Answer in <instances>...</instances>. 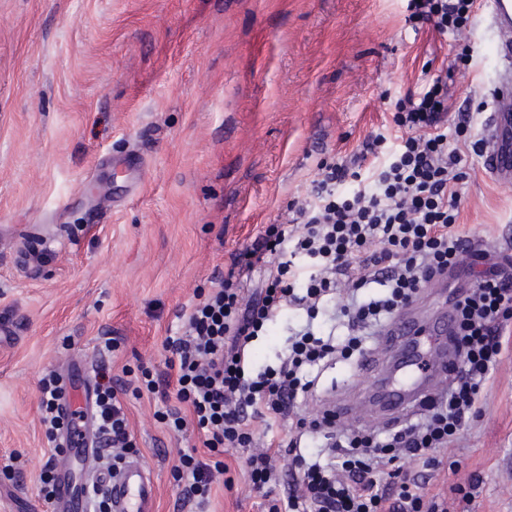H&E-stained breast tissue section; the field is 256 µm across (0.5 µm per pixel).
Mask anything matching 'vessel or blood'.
<instances>
[{"mask_svg": "<svg viewBox=\"0 0 512 512\" xmlns=\"http://www.w3.org/2000/svg\"><path fill=\"white\" fill-rule=\"evenodd\" d=\"M488 28L494 33L493 56L497 63L493 110L481 137L484 141V165L488 172L504 183L512 182V0H489ZM126 183L128 193L141 187L145 169L142 160L119 159L114 163ZM453 317L440 311L429 326H421L415 310H407L392 329L393 337L385 342L383 358L408 350L414 336L427 330L435 347L429 358L413 355L401 379L393 380L375 373L366 388L364 400L380 421L407 416L415 412L419 401L432 395L436 385L446 382L452 354L448 336ZM96 373L86 360L72 363L68 371V404L74 412L78 429L77 445L69 449L57 464L58 492L56 512H93L90 487H97L107 498L111 512H155L157 489L148 468L134 460L119 474L99 472L94 481L76 482L71 478L76 458L90 460L99 448L95 438L92 413Z\"/></svg>", "mask_w": 512, "mask_h": 512, "instance_id": "b4317fda", "label": "vessel or blood"}]
</instances>
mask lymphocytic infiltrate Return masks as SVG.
<instances>
[{"mask_svg":"<svg viewBox=\"0 0 512 512\" xmlns=\"http://www.w3.org/2000/svg\"><path fill=\"white\" fill-rule=\"evenodd\" d=\"M410 18L442 35H460L477 19L476 0H409ZM473 59L469 46L419 92L397 100L390 124L369 134L357 152L320 165L291 217L265 224L230 255L223 277L195 295L162 346L165 368L142 370L141 390L159 396L166 429L193 428L206 457L183 455L175 478L184 505H205L213 475L225 471L227 449L259 493V512H448L457 499L473 512L479 477L431 498L420 492L438 477L434 454L454 442L486 402L494 373L512 355V239L485 249L459 224L465 140L472 114L449 81ZM434 281L446 283L458 361L447 384L403 422L378 430L340 427L334 410L307 419L299 412L320 386L321 369L337 360L366 361L381 335ZM344 327L320 330L338 293ZM288 330L277 366L259 365L253 347L270 325ZM129 384L100 364L96 422L113 460L137 445L122 399ZM49 440L71 422L62 412L56 375L39 387ZM263 430H256V421ZM287 433H280V425ZM320 450L306 455L314 440ZM292 456L300 472L284 468Z\"/></svg>","mask_w":512,"mask_h":512,"instance_id":"obj_1","label":"lymphocytic infiltrate"}]
</instances>
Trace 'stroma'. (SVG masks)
Here are the masks:
<instances>
[{
    "mask_svg": "<svg viewBox=\"0 0 512 512\" xmlns=\"http://www.w3.org/2000/svg\"><path fill=\"white\" fill-rule=\"evenodd\" d=\"M408 0H0V512H54L39 476L51 444L41 379L77 357L162 367V341L194 294L261 225L309 198L323 160L390 123L453 43L408 20ZM457 97L490 98L484 23ZM141 154L140 192L112 205L113 158ZM460 223L490 247L512 237V190L469 154ZM57 240L55 250L43 247ZM372 378L347 361L303 404L356 406ZM158 512H176L180 457L198 440L125 395ZM448 481L483 478L478 512H512V359L477 422L441 449ZM239 470L201 512H257Z\"/></svg>",
    "mask_w": 512,
    "mask_h": 512,
    "instance_id": "35a3bbf8",
    "label": "stroma"
}]
</instances>
